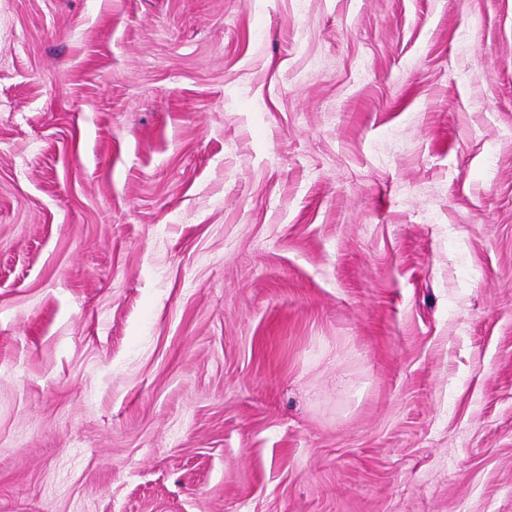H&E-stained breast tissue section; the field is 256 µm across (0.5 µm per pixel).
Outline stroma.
<instances>
[{
  "instance_id": "35a3bbf8",
  "label": "stroma",
  "mask_w": 512,
  "mask_h": 512,
  "mask_svg": "<svg viewBox=\"0 0 512 512\" xmlns=\"http://www.w3.org/2000/svg\"><path fill=\"white\" fill-rule=\"evenodd\" d=\"M0 512H512V0H0Z\"/></svg>"
}]
</instances>
